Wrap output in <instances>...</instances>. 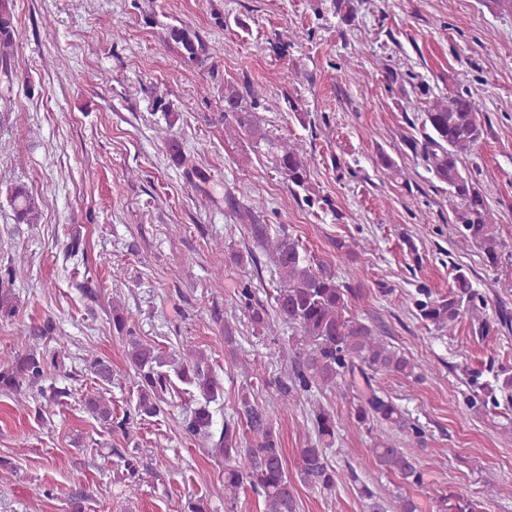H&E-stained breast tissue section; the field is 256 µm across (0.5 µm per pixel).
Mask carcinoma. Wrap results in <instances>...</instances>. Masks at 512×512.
<instances>
[{"mask_svg":"<svg viewBox=\"0 0 512 512\" xmlns=\"http://www.w3.org/2000/svg\"><path fill=\"white\" fill-rule=\"evenodd\" d=\"M169 39L177 45L187 62L205 64L212 56L211 47L201 36L184 25L168 27ZM18 26L15 0H0V108L11 101L12 88L19 79L15 64ZM224 118H229L253 143L257 153L269 160L295 193L309 191L307 161L282 140L270 136L260 126L256 110L261 98L249 85L242 89L224 85ZM413 134L405 136L406 144L418 154L431 179L445 186L455 202L452 209L455 230L469 239L481 252L486 266L496 268L501 263V242L496 225L477 182L462 173L461 159L470 154L484 138L485 125L471 92L454 91L432 101L424 111L421 126L410 123ZM187 175L196 189L208 199L211 178L201 170L187 166ZM10 204L19 224L38 222V204L23 184L10 190ZM224 212L238 224L245 225L254 243L271 257L279 275L272 310L277 318L297 329L300 347L293 352L289 374L274 380L275 396L284 409L301 394L314 390H339L349 383L358 384L354 416L358 426L373 430L374 426L397 427L405 430L408 421L401 409L389 397L380 393L378 383L388 376L422 380L427 369L415 364L400 351L380 338L377 327L352 315L350 306L362 294L353 284L338 281L330 262L308 250L299 240L284 231H272L260 222L253 209L230 190L224 191ZM241 297L251 321L271 335L275 324L251 289L244 288ZM485 304V298L474 287L468 272L459 267L448 288V294H432L418 289L413 300L416 318L434 331L441 332L463 315ZM20 307L14 289L0 281V319L12 318ZM131 316L119 306L112 307V330L125 337L126 361L137 379V396L133 415L152 418L166 411L176 400L186 395L195 407L182 422L189 436L212 439L211 452L224 459V503L235 505L238 491L247 485L262 499L264 512H297L295 484L288 476V463L280 438L265 408L244 388L237 414L251 433L243 440L239 426L224 422L219 437L213 433V413L210 403L221 392L212 375L209 360L202 353L188 350L182 362L169 360L158 345L134 335L129 325ZM49 367L45 352L36 349L14 357L0 366V393L19 392L34 387L45 379ZM90 374L101 383L112 379L111 365L98 357L86 360ZM492 373L489 379L484 372ZM466 371L469 395L466 402L472 409L491 412L501 406L503 397L512 405V369L493 368ZM86 407L108 426L125 428L130 414L121 419L112 417V409L99 396H90ZM315 442L300 449L297 475L311 489L330 491L337 480L360 485L367 497L373 496L368 484L360 480L353 468L340 474L329 463L326 449L336 439V419L324 408L313 411ZM375 465L381 471L397 476L404 485H419L423 475L416 460L395 444L376 442L370 449ZM112 455L131 478L151 474L153 468L143 461L139 449L114 448ZM249 465H240L242 459ZM435 512H483L482 502L459 494H437L432 498Z\"/></svg>","mask_w":512,"mask_h":512,"instance_id":"cac0c4a2","label":"carcinoma"}]
</instances>
